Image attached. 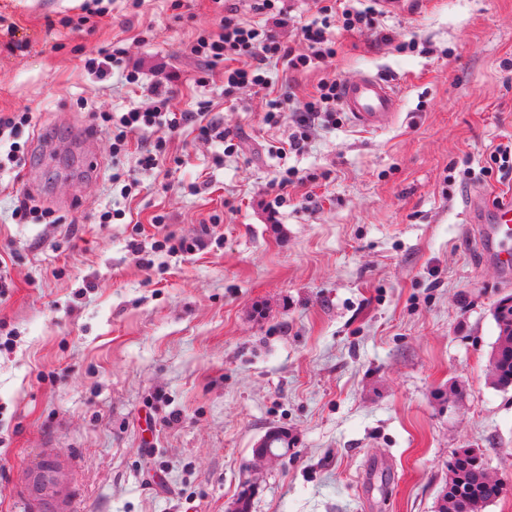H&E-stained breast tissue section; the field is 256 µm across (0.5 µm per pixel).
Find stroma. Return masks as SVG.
Wrapping results in <instances>:
<instances>
[{
    "instance_id": "stroma-1",
    "label": "stroma",
    "mask_w": 512,
    "mask_h": 512,
    "mask_svg": "<svg viewBox=\"0 0 512 512\" xmlns=\"http://www.w3.org/2000/svg\"><path fill=\"white\" fill-rule=\"evenodd\" d=\"M2 18L0 111L33 120L24 166L0 169V512H38L45 466L53 512H225L249 470L250 512H437L466 448L504 486L484 512H512V388L490 368L512 274L462 204L512 202L492 156L512 142V0H398L376 30L336 31L335 58L272 67L279 94L369 73L399 101L382 128L345 114L283 159L261 96L225 100L218 67L193 81L212 0H0ZM116 41L145 82L179 73L172 111L208 102L238 153L187 130L157 169L113 156L94 116L142 98L125 69L82 62ZM285 167L307 183L273 215L263 192ZM24 192L58 223H15ZM165 234L207 246L152 251ZM272 429L288 435L274 467L255 454Z\"/></svg>"
}]
</instances>
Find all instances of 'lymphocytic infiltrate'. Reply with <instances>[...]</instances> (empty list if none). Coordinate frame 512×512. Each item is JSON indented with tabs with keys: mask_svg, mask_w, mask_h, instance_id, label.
Masks as SVG:
<instances>
[{
	"mask_svg": "<svg viewBox=\"0 0 512 512\" xmlns=\"http://www.w3.org/2000/svg\"><path fill=\"white\" fill-rule=\"evenodd\" d=\"M253 9L260 14V21L244 19L236 9L223 8L217 31L200 32L189 47L191 55L214 65L223 64L224 95L230 99L244 90H270L272 82L267 64L271 60L281 61L287 70L294 72L305 70L314 62L334 58V29L346 32L372 30L377 26L379 15L378 9L371 5L363 8L348 5L340 10L331 4L320 6L318 20L296 26L295 36L299 44L294 47L281 40L278 34L279 27L285 23L282 0H255ZM178 79V74L171 72L163 80L146 84L139 71L127 72V82L142 89L146 101L119 116L107 112L97 116V127L112 136L113 155L127 153L131 135L150 134L154 141L142 151L137 164L144 170L155 169L167 147L166 137L158 136V129L164 127L169 134H175L185 124L193 125L198 141H217L223 143L225 155L237 153L236 135L209 117L207 104H198L196 111L174 117L166 113L167 102ZM340 88L339 79L325 78L303 102H294L285 94L269 99L264 123L288 129L286 143L270 146V153L280 156L288 150L301 152L315 125H336L340 120Z\"/></svg>",
	"mask_w": 512,
	"mask_h": 512,
	"instance_id": "obj_1",
	"label": "lymphocytic infiltrate"
}]
</instances>
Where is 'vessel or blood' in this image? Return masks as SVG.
Listing matches in <instances>:
<instances>
[{
    "label": "vessel or blood",
    "instance_id": "obj_1",
    "mask_svg": "<svg viewBox=\"0 0 512 512\" xmlns=\"http://www.w3.org/2000/svg\"><path fill=\"white\" fill-rule=\"evenodd\" d=\"M341 100L353 120L365 128L386 125L399 107L393 89L371 74L345 82L341 87ZM481 232L490 255L500 258L503 267L512 266V261L503 257V243L512 236V202L498 206Z\"/></svg>",
    "mask_w": 512,
    "mask_h": 512
}]
</instances>
